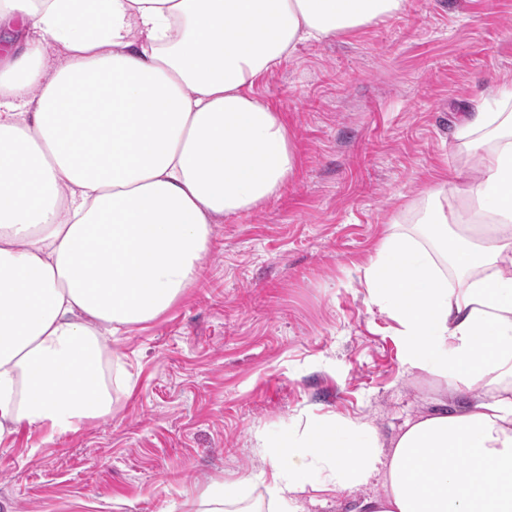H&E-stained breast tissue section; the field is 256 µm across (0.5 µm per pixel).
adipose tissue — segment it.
I'll list each match as a JSON object with an SVG mask.
<instances>
[{
	"instance_id": "ef3b65f1",
	"label": "adipose tissue",
	"mask_w": 512,
	"mask_h": 512,
	"mask_svg": "<svg viewBox=\"0 0 512 512\" xmlns=\"http://www.w3.org/2000/svg\"><path fill=\"white\" fill-rule=\"evenodd\" d=\"M404 6L0 0V439L111 413L107 343L194 285L213 224L261 208L295 173L255 80L300 43ZM456 137L479 176L435 177L422 231L382 238L364 278L401 327L407 368L480 396L406 421L386 453L367 425L309 421L287 459H269L278 512H303L306 489L376 476L383 495L356 512H512V111L466 113ZM454 197L468 209H447Z\"/></svg>"
}]
</instances>
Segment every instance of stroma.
Listing matches in <instances>:
<instances>
[{
  "label": "stroma",
  "mask_w": 512,
  "mask_h": 512,
  "mask_svg": "<svg viewBox=\"0 0 512 512\" xmlns=\"http://www.w3.org/2000/svg\"><path fill=\"white\" fill-rule=\"evenodd\" d=\"M512 85V0H407L352 34L298 45L254 83L297 168L263 208L219 221L199 280L112 344L133 375L110 415L62 436L0 440V512H196L213 481L272 512L269 446L308 420L366 424L390 443L438 408L410 373L397 322L364 267L412 230L434 171L475 176L460 117ZM381 478L308 491L304 512H354Z\"/></svg>",
  "instance_id": "35a3bbf8"
}]
</instances>
